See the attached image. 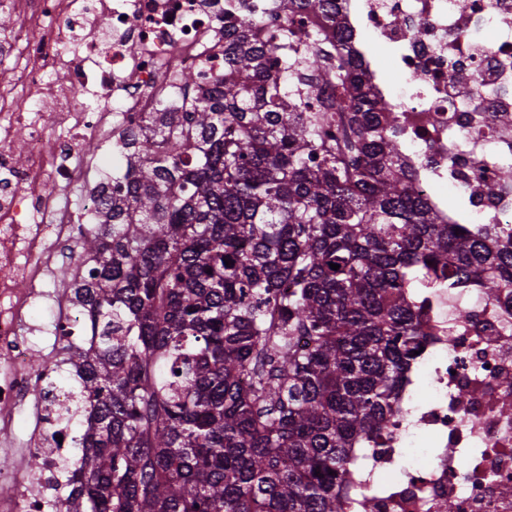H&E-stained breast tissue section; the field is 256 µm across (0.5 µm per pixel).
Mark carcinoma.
<instances>
[{
    "mask_svg": "<svg viewBox=\"0 0 512 512\" xmlns=\"http://www.w3.org/2000/svg\"><path fill=\"white\" fill-rule=\"evenodd\" d=\"M276 2L320 20L305 53L240 0L211 86L180 74L115 143L125 191L62 274L95 341L64 348L83 432L60 512H345L352 443L425 336L411 295L512 288V224L438 223L373 118L392 106L336 71V0Z\"/></svg>",
    "mask_w": 512,
    "mask_h": 512,
    "instance_id": "carcinoma-1",
    "label": "carcinoma"
}]
</instances>
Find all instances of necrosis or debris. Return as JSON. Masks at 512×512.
I'll list each match as a JSON object with an SVG mask.
<instances>
[{
	"label": "necrosis or debris",
	"instance_id": "necrosis-or-debris-1",
	"mask_svg": "<svg viewBox=\"0 0 512 512\" xmlns=\"http://www.w3.org/2000/svg\"><path fill=\"white\" fill-rule=\"evenodd\" d=\"M0 9L14 18L0 34V444L11 446L14 413L30 408L22 453L45 463L40 484L24 466L0 470L14 489L0 512H45L72 446L57 421L69 391L48 398L44 388L68 332H90L68 290H45L60 244L98 212L92 199L72 207L70 190L88 175L79 146L139 124L174 95L180 71L210 85L224 69V0H0ZM336 10L441 222L512 224V0H336ZM380 46L394 73L380 67ZM46 297L52 349L37 361L23 330ZM420 315L424 350L386 430L353 450L357 492L345 512H512V289L491 299L433 288Z\"/></svg>",
	"mask_w": 512,
	"mask_h": 512
}]
</instances>
